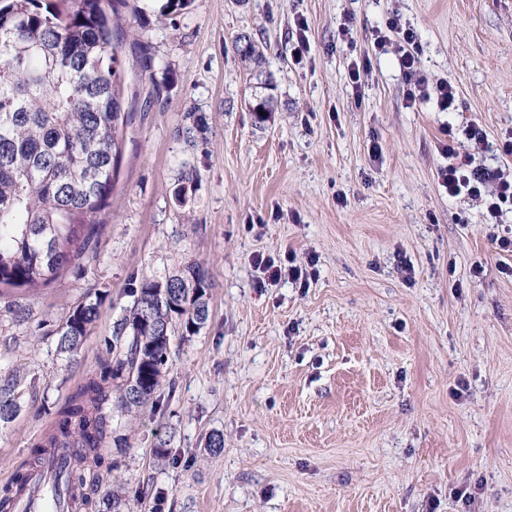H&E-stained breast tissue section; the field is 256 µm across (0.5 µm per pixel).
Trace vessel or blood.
Listing matches in <instances>:
<instances>
[{
	"label": "vessel or blood",
	"mask_w": 512,
	"mask_h": 512,
	"mask_svg": "<svg viewBox=\"0 0 512 512\" xmlns=\"http://www.w3.org/2000/svg\"><path fill=\"white\" fill-rule=\"evenodd\" d=\"M68 456V451H61L28 474L27 488L13 504L15 512H71L73 500L69 493L48 479Z\"/></svg>",
	"instance_id": "obj_1"
}]
</instances>
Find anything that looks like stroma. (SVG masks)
Here are the masks:
<instances>
[{
    "label": "stroma",
    "mask_w": 512,
    "mask_h": 512,
    "mask_svg": "<svg viewBox=\"0 0 512 512\" xmlns=\"http://www.w3.org/2000/svg\"><path fill=\"white\" fill-rule=\"evenodd\" d=\"M121 15L128 119L110 206L55 280L0 288V377L20 407L0 422V488L34 468L133 288L196 260L209 319L175 330L173 391L126 422L94 501L116 480L127 512H512V252L493 243L512 213L487 223L483 200L438 179L452 135L472 167L512 176V0H190L177 13L126 0ZM394 18L457 111L408 103L399 34L374 45ZM241 33L277 85L260 125ZM362 62L359 97L349 72ZM258 254L315 275L267 283ZM93 300L81 348L60 352L64 315Z\"/></svg>",
    "instance_id": "stroma-1"
}]
</instances>
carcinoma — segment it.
<instances>
[{"label": "carcinoma", "mask_w": 512, "mask_h": 512, "mask_svg": "<svg viewBox=\"0 0 512 512\" xmlns=\"http://www.w3.org/2000/svg\"><path fill=\"white\" fill-rule=\"evenodd\" d=\"M123 0H0V286L38 288L83 252L109 205L124 123L123 64L113 43ZM267 93L249 104L255 122L275 111L276 84L251 37L235 40ZM208 275L190 262L163 282L143 279L129 315L115 327L99 371L56 414L35 449L43 463L74 448L61 483L76 492L106 467L98 450L126 438L112 428L113 405L131 415L157 404L174 327L195 333L209 318ZM99 315L89 302L68 313L59 350L73 353ZM15 383L0 384V421L14 418Z\"/></svg>", "instance_id": "cac0c4a2"}]
</instances>
